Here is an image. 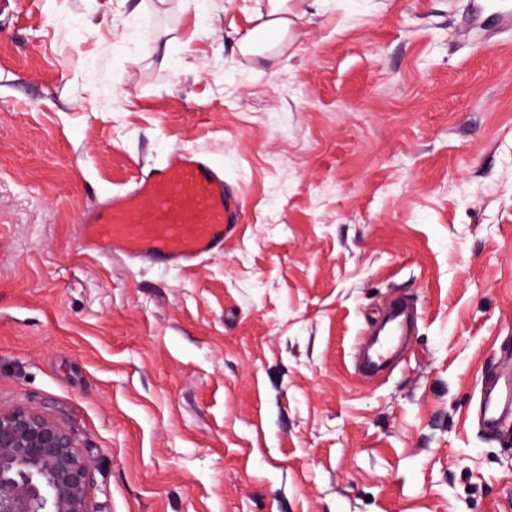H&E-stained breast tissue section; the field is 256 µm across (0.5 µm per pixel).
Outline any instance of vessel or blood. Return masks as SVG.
Wrapping results in <instances>:
<instances>
[{"instance_id": "b4317fda", "label": "vessel or blood", "mask_w": 512, "mask_h": 512, "mask_svg": "<svg viewBox=\"0 0 512 512\" xmlns=\"http://www.w3.org/2000/svg\"><path fill=\"white\" fill-rule=\"evenodd\" d=\"M236 204L224 171L202 151L176 147L129 186L82 211L78 235L85 251L131 261L197 266L222 252L234 231ZM414 309L404 297L391 301L376 326L358 343L355 371L377 379L399 364L412 339ZM512 416V348L483 378L479 421L496 432Z\"/></svg>"}]
</instances>
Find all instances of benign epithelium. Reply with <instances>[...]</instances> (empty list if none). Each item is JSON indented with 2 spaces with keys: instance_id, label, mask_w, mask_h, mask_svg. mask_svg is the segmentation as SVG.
Returning <instances> with one entry per match:
<instances>
[{
  "instance_id": "1",
  "label": "benign epithelium",
  "mask_w": 512,
  "mask_h": 512,
  "mask_svg": "<svg viewBox=\"0 0 512 512\" xmlns=\"http://www.w3.org/2000/svg\"><path fill=\"white\" fill-rule=\"evenodd\" d=\"M93 459L43 411L0 409V512H97Z\"/></svg>"
}]
</instances>
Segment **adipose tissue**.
<instances>
[{"label":"adipose tissue","instance_id":"ef3b65f1","mask_svg":"<svg viewBox=\"0 0 512 512\" xmlns=\"http://www.w3.org/2000/svg\"><path fill=\"white\" fill-rule=\"evenodd\" d=\"M300 7L301 0H268L266 12L256 16L253 26L241 39L242 53L272 54L284 42L295 39L293 25Z\"/></svg>","mask_w":512,"mask_h":512}]
</instances>
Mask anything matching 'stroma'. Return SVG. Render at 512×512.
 I'll return each mask as SVG.
<instances>
[{
  "mask_svg": "<svg viewBox=\"0 0 512 512\" xmlns=\"http://www.w3.org/2000/svg\"><path fill=\"white\" fill-rule=\"evenodd\" d=\"M34 0L0 16V407L49 412L97 512H512L475 411L512 339V0ZM176 145L238 229L191 269L83 250ZM405 296L388 375L358 336ZM302 1L268 0L265 14H258L253 26L241 38V52L245 55L275 54L285 41L297 38L292 26L299 18ZM413 303L405 297L391 301L380 322L358 343L355 372L366 379H377L401 362L412 339Z\"/></svg>",
  "mask_w": 512,
  "mask_h": 512,
  "instance_id": "obj_1",
  "label": "stroma"
}]
</instances>
